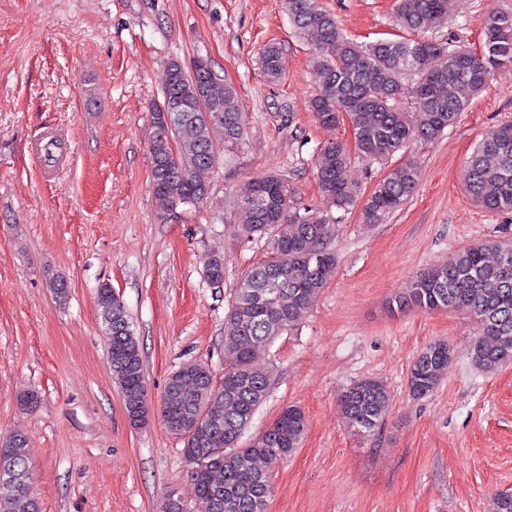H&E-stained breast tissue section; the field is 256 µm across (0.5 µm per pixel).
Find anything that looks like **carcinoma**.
Returning <instances> with one entry per match:
<instances>
[{"label":"carcinoma","instance_id":"cac0c4a2","mask_svg":"<svg viewBox=\"0 0 512 512\" xmlns=\"http://www.w3.org/2000/svg\"><path fill=\"white\" fill-rule=\"evenodd\" d=\"M397 25L412 34L361 43L348 36L318 0H288V16L298 34L315 51L313 71L318 91L311 102L319 123L326 110L348 114L353 144L331 141L315 158L319 189L339 209L357 204L358 187L345 178L354 156L383 161L414 141L431 142L454 126L467 106L464 92L477 94L494 70L512 66V9L491 7L483 23L481 53L456 41H440L426 33L448 19V0H397ZM269 76L277 78L284 62L280 48L268 46L263 55ZM417 77L411 88L414 111L401 106L403 80ZM197 88L192 70L173 61L168 65L162 100L174 95L192 97ZM224 124L209 128L205 113L176 122L174 144L151 145L155 197L193 192L205 197L213 167L201 164L211 152L214 136L237 145L243 140V115L238 93L224 85L219 99ZM419 182L416 165L392 168L376 184L363 207L370 224L383 222L413 195ZM471 199L492 213H512V122L493 128L477 145L463 170ZM247 187L265 189L259 197L244 193L243 234L275 237L277 257L252 268L239 282L227 312L230 330L224 337V380L217 382L208 365L192 362L170 374L162 417L168 431L197 449L190 482L208 512H267L271 489L268 472L258 462L275 463L301 444L306 429L302 409L289 405L273 421L271 436H256L237 447L256 410L265 401L269 378L253 364L255 350L292 329L334 276L337 255L328 247L335 233L329 218L292 206L288 184L277 175L252 181ZM105 328L112 329L110 345L129 349L112 357V374L131 400L148 403L139 341L117 296L97 299ZM394 313L454 310L469 315L478 328L471 346L474 366L493 373L512 363V239L470 245L446 263L432 265L413 278L402 294L389 300ZM444 342L426 346L407 375L409 393L423 398L432 393L452 364ZM391 393L375 378L353 382L341 395L340 406L350 427L370 435L386 418ZM16 442L20 453L0 461V512H41L28 466L27 438L0 436V447Z\"/></svg>","mask_w":512,"mask_h":512}]
</instances>
